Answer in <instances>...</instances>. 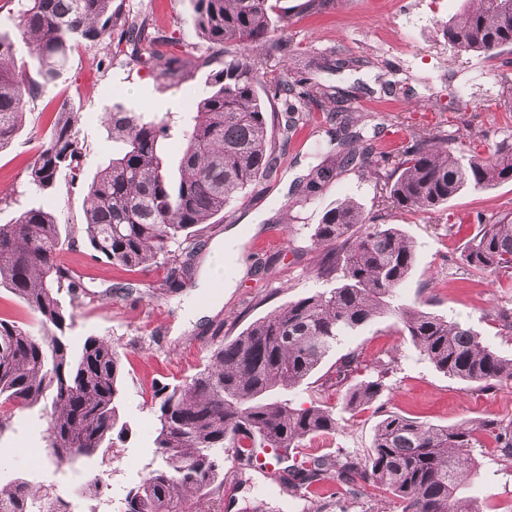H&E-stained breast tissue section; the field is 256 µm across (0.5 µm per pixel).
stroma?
<instances>
[{"instance_id":"1","label":"stroma","mask_w":512,"mask_h":512,"mask_svg":"<svg viewBox=\"0 0 512 512\" xmlns=\"http://www.w3.org/2000/svg\"><path fill=\"white\" fill-rule=\"evenodd\" d=\"M133 8L152 16L157 28L175 35L182 44L206 55L194 25L192 0H128ZM303 0H280L290 9L288 25L279 30V41L290 47L287 58L279 54L252 57L262 72L287 66L301 75L309 70L314 53L333 48L367 58L356 72L318 71L315 80L341 87L355 84L362 90L350 106L370 112L376 122L389 124L402 114L406 126L438 127L463 132L477 143L496 144L512 135V54L486 60L449 47L439 26L463 0H328L319 13L304 11ZM102 48L79 47L70 56L58 82L26 108V122L11 146L0 150V224L12 223L20 208H51L70 240L60 260L82 275L89 290L75 310L67 334L73 347L89 336L116 342L125 370L122 416L128 431L112 440L109 453L94 457L88 466L105 475L107 503L120 504L127 487L139 481L154 457L155 419L150 409L151 385L175 384L195 374L224 340L238 335L252 321L278 306L326 289L311 267L319 251L311 235L324 209L337 201L355 200L365 214L375 215L377 194L367 164L356 163L314 198H306L301 182L309 171L338 146L325 132L323 112L313 109L310 123L281 150V163L270 179L251 187L248 194L224 211L210 225L193 257L190 279L171 290L153 294L165 281L169 266L146 273L127 272L91 259L83 244L84 192L68 174L59 177L52 197L35 192L27 183L26 170L38 149L33 134L44 129L51 112L63 102H73L80 114L76 136L83 153L84 174L95 172L112 158V138L100 117L113 104L134 112H155L167 117L172 135L191 120L193 97L203 96L209 75L223 67V60L192 70L183 82L162 81L126 56H116L111 68L99 65ZM406 84L407 97L384 93L382 80ZM512 212V183L488 190H468L450 200L439 216L395 210L386 223L400 225L416 246L415 266L401 287L398 300L429 304L431 312L471 326L481 340L500 354L512 356V333L505 332L501 310L512 311V271L494 280L474 275L462 267L463 245L482 224ZM238 233L241 252L225 253L229 268L222 285L202 290L201 274L211 243ZM199 307L195 320L175 330L184 305ZM362 352L366 364L351 380L365 379L368 363H392L390 387L371 408H345L340 388H321L309 380L291 391L295 403H320L332 407L342 427L335 435L304 441L297 455L363 451L370 448L381 416L396 413L434 425H453L465 420L512 419V389L486 390L444 375L397 329L392 317H384L342 337L330 360L345 353ZM46 425L44 406L16 414L0 433V476L10 478L33 473L35 480L65 494L78 476L53 464L31 472L25 448H41ZM254 466L240 465L234 455L224 457V489L221 499L201 503L199 512H240L249 504H264L267 512H321L334 498L336 487L326 484L310 496L295 495L287 480L277 475L279 466L271 448L254 447ZM480 477L469 487L482 512H512V464L501 461L493 444L474 449ZM132 459L137 469L119 467L120 457Z\"/></svg>"}]
</instances>
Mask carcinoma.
Segmentation results:
<instances>
[{
  "label": "carcinoma",
  "mask_w": 512,
  "mask_h": 512,
  "mask_svg": "<svg viewBox=\"0 0 512 512\" xmlns=\"http://www.w3.org/2000/svg\"><path fill=\"white\" fill-rule=\"evenodd\" d=\"M441 26L448 45L497 59L512 48V0H473ZM19 32L38 61L35 73L15 63V44L0 36V150L22 129L27 103L54 85L77 46L109 39L112 52L124 54L156 77L181 81L192 68L208 63L174 37L151 35L149 15L126 0H17ZM195 24L210 47L224 53V67L211 74L208 92L194 101L191 123L179 140L178 177L166 153L170 126L162 117L128 112L120 106L102 116L116 151L86 187L84 245L95 260L128 271L146 272L166 264L171 277L156 290L173 287L176 275L190 274L182 260L202 232L253 185L278 170L280 156L264 99L281 104L278 125L288 145L310 120V106L327 100L334 108L325 121L336 126L334 139L348 147L307 175V197L321 192L361 160L370 167L379 193V213L364 214L345 199L327 208L312 234L322 248L314 269L318 280L335 286L290 301L248 325L217 347L190 379L171 386L153 383L151 411L156 421L159 462L130 487L121 512H193L224 487V453L233 449L240 464H253L249 441L256 438L285 464L288 485L303 496L328 481L357 502L374 487L389 494L397 512H480L462 494L477 480L473 449L490 438L504 462H512V419L474 424L432 425L385 414L375 426L372 447L359 455H293L302 441L333 435L340 427L332 409L298 406L286 392L311 379L340 338L383 316H392L421 355L450 378L486 389L512 388V358L484 345L467 325L420 306L397 302L410 275L416 249L397 224L383 223L393 210L435 214L465 190L490 189L512 182V142L478 150L464 134L417 127L401 148L389 151L362 142L359 127L374 115L355 114L351 91L318 83L283 70H254L249 56L261 48L288 57V45L272 40L275 28L288 26V9L275 13L271 0H194ZM368 61L319 54L313 65L331 72L355 71ZM77 111L63 103L28 166V183L54 193L64 171L78 178L81 147ZM61 229L46 208L22 210L0 224V289L17 297L39 326L0 317V433L18 412L51 401L44 437L49 456L59 464H85L112 447V434L127 429L121 414L123 365L119 345L88 337L74 351L66 330L87 286L58 259ZM468 270L487 277L512 270V216L482 225L460 254ZM69 304H64L62 293ZM360 355L349 353L326 382L344 384L358 369ZM389 363L377 361L374 375L345 392L352 411L373 403L386 387ZM0 512H73L72 503L54 492H40L27 475L0 483Z\"/></svg>",
  "instance_id": "carcinoma-1"
}]
</instances>
